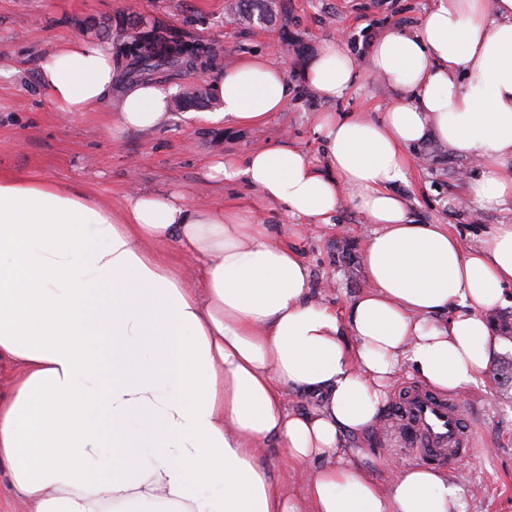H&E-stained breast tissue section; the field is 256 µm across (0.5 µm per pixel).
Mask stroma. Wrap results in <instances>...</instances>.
Returning a JSON list of instances; mask_svg holds the SVG:
<instances>
[{"mask_svg": "<svg viewBox=\"0 0 512 512\" xmlns=\"http://www.w3.org/2000/svg\"><path fill=\"white\" fill-rule=\"evenodd\" d=\"M434 3L275 0L272 22L248 26L227 19V0H0V172L77 181L115 207L135 190H176L199 206L254 208L275 235L298 245L314 296L345 312L367 285L363 249L372 224L344 207L330 223H308L295 231L281 208L263 201L246 184L209 181L206 165L217 154L242 156L281 143L324 163L325 145L313 131L315 114L381 112L393 91L362 71L344 97L322 101L304 80L308 62L324 42L334 39L355 59H363L379 35L416 27ZM135 15L162 20L185 39L212 46L224 67L256 57L282 67L290 86L287 107L271 113L265 123L247 127L189 123L174 112L158 129L129 132L116 140L106 133L116 118L109 106L61 116L38 84L40 60L67 39L97 36L100 25H116ZM408 153L410 174L396 192L415 222L446 225L468 250L493 225L512 220L510 208L482 209L467 198L466 184L481 175L474 161L432 140ZM452 198L457 201L453 207L448 204ZM509 359L510 349L495 353L483 384L460 397L476 432L474 462L449 473L463 489L465 512H512V388L501 387L497 379L501 362ZM396 434L385 416L371 430L346 438L355 451L351 463L365 467L383 486L389 481L387 461H410L394 445Z\"/></svg>", "mask_w": 512, "mask_h": 512, "instance_id": "35a3bbf8", "label": "stroma"}]
</instances>
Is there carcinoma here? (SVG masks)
I'll return each mask as SVG.
<instances>
[{"label": "carcinoma", "mask_w": 512, "mask_h": 512, "mask_svg": "<svg viewBox=\"0 0 512 512\" xmlns=\"http://www.w3.org/2000/svg\"><path fill=\"white\" fill-rule=\"evenodd\" d=\"M273 0H232L228 17L236 23L257 19L273 20ZM116 55L124 64L123 77L137 81L158 71H179L193 67L200 57L209 53L200 43L185 40L174 30L156 22L135 17L115 29H106ZM209 101L207 93L184 87L172 97L171 111L183 112Z\"/></svg>", "instance_id": "cac0c4a2"}]
</instances>
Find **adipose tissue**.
Returning <instances> with one entry per match:
<instances>
[{
  "label": "adipose tissue",
  "instance_id": "1",
  "mask_svg": "<svg viewBox=\"0 0 512 512\" xmlns=\"http://www.w3.org/2000/svg\"><path fill=\"white\" fill-rule=\"evenodd\" d=\"M362 65L396 96L377 114L317 113L323 166L275 144L206 173L291 218L326 224L347 206L374 224L368 285L342 314L313 298L301 252L255 211L176 191L115 208L73 183L0 173V357L16 368L0 464L29 512H462L445 473L403 466L383 487L336 458L378 422L400 368L460 393L503 346L483 312L512 286V222L466 251L444 225L414 223L394 188L409 148L433 139L481 167L475 203H512V0H437ZM362 65L328 41L305 79L333 101ZM213 76L217 111L187 120L258 125L287 104L283 69L263 60ZM38 80L64 115L115 103L114 135L160 127L174 94L118 88L111 42L92 37L44 56ZM171 243L193 278L165 257ZM294 395L310 408L288 411ZM273 439L291 461H321L302 497L260 463Z\"/></svg>",
  "mask_w": 512,
  "mask_h": 512
}]
</instances>
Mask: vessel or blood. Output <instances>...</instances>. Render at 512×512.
I'll list each match as a JSON object with an SVG mask.
<instances>
[{
  "label": "vessel or blood",
  "mask_w": 512,
  "mask_h": 512,
  "mask_svg": "<svg viewBox=\"0 0 512 512\" xmlns=\"http://www.w3.org/2000/svg\"><path fill=\"white\" fill-rule=\"evenodd\" d=\"M401 425L400 441L415 458L430 466H455L475 445L473 425L464 408L424 387L401 389L394 403Z\"/></svg>",
  "instance_id": "vessel-or-blood-1"
}]
</instances>
